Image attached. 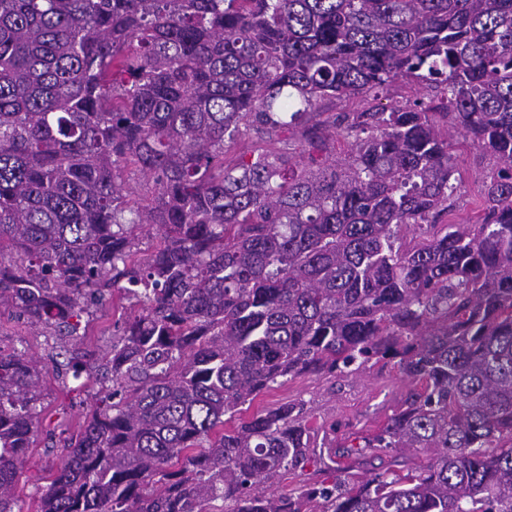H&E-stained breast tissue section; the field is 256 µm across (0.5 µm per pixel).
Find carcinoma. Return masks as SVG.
<instances>
[{
    "instance_id": "obj_1",
    "label": "carcinoma",
    "mask_w": 512,
    "mask_h": 512,
    "mask_svg": "<svg viewBox=\"0 0 512 512\" xmlns=\"http://www.w3.org/2000/svg\"><path fill=\"white\" fill-rule=\"evenodd\" d=\"M398 78L429 101L290 136ZM450 130L495 160L475 224L443 221ZM6 253L0 316L99 384L38 512H512V0H0ZM387 359L410 389L367 435L317 439L302 399L249 412ZM46 374L0 346V512ZM84 336V347L93 354H102L112 344V300L106 302L103 309Z\"/></svg>"
}]
</instances>
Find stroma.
<instances>
[{"label":"stroma","mask_w":512,"mask_h":512,"mask_svg":"<svg viewBox=\"0 0 512 512\" xmlns=\"http://www.w3.org/2000/svg\"><path fill=\"white\" fill-rule=\"evenodd\" d=\"M426 96L420 85L398 79L378 97L365 101L355 97L326 100L319 109L331 115L356 112L367 105L390 108ZM453 154L455 176L460 180L456 217L458 221L474 223L481 215V188L493 161L461 139L457 140ZM51 343V337L40 334L24 322L0 321V345L25 349L44 357L49 353ZM96 390V384L84 378L62 379L47 375L40 424L16 490L22 512H36L39 493L50 482L63 441L79 430L91 395ZM407 390L408 386L394 364L378 363L368 365L360 376L337 381L309 375L294 378L267 392L258 404L270 407L300 398L309 401L314 409L313 425L332 424L340 434L349 430L367 434L378 421L392 414Z\"/></svg>","instance_id":"obj_1"}]
</instances>
